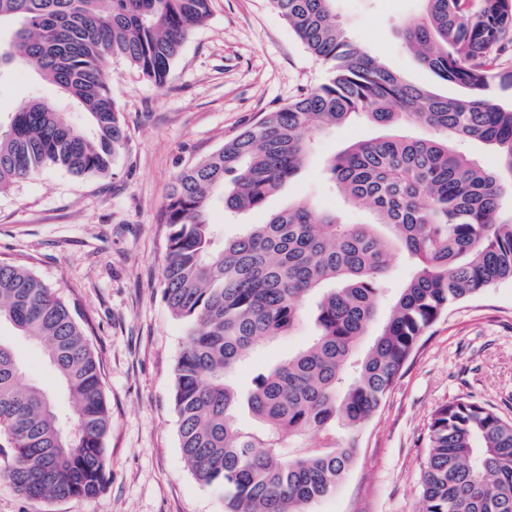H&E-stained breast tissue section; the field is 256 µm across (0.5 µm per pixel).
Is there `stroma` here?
Masks as SVG:
<instances>
[{"mask_svg":"<svg viewBox=\"0 0 512 512\" xmlns=\"http://www.w3.org/2000/svg\"><path fill=\"white\" fill-rule=\"evenodd\" d=\"M419 0H336L350 40L407 80L435 84L400 41L396 27L418 13ZM106 74L127 132L110 175L76 178L56 168L0 192V261L29 268L86 323L101 364L110 412L104 484L98 496L26 500L0 485V512H224L219 491L198 482L181 456L173 406L184 323L163 300L168 227L163 209L176 175L219 149L263 114L321 82L311 56L268 0H211L209 16L188 37L166 85L134 68ZM53 86L26 71L0 81V113ZM364 120L322 135L306 165L242 224L209 219L225 238L263 223L289 203L340 210L349 224L369 222L366 208L344 204L328 187L323 161L357 140L380 136ZM313 333L304 320L293 335L254 352L237 375L246 384L268 361L287 357ZM11 336L23 383L47 388L61 413L71 411L41 344ZM466 398L512 421V282L453 303L422 337L379 411L358 432L355 461L336 491L312 512H417L435 409Z\"/></svg>","mask_w":512,"mask_h":512,"instance_id":"1","label":"stroma"}]
</instances>
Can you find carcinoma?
<instances>
[{"label": "carcinoma", "instance_id": "cac0c4a2", "mask_svg": "<svg viewBox=\"0 0 512 512\" xmlns=\"http://www.w3.org/2000/svg\"><path fill=\"white\" fill-rule=\"evenodd\" d=\"M324 66L316 87L180 171L163 221V297L187 327L173 388L183 459L222 490L228 512H310L352 466L357 432L380 408L421 336L452 302L512 281V0H420L398 36L451 96L406 80L347 37L334 0H269ZM210 0H0V77L36 74L80 115L32 96L0 120V192L48 167L108 175L127 134L103 74L111 60L158 87ZM416 122L427 136L356 141L326 159L344 202L368 224L297 203L224 240L208 212L221 198L239 215L265 206L308 160L314 136L354 119ZM496 148L488 170L456 148ZM396 241L413 264L386 296ZM314 302L308 344L231 381L263 343L288 336ZM41 342L70 401L62 416L38 384L23 385L0 336V484L30 500L95 497L110 417L100 365L77 314L24 267L0 261V324ZM367 348H362L366 337ZM299 441L293 454L285 443ZM421 512H512V421L478 401L439 406L429 424Z\"/></svg>", "mask_w": 512, "mask_h": 512}]
</instances>
